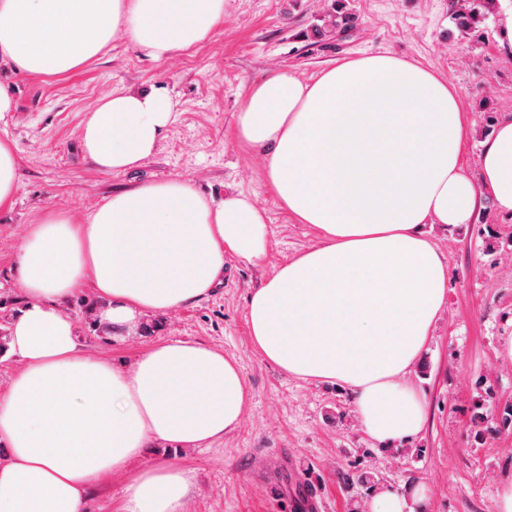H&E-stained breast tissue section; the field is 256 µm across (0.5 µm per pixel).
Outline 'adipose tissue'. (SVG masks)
I'll use <instances>...</instances> for the list:
<instances>
[{"label":"adipose tissue","mask_w":512,"mask_h":512,"mask_svg":"<svg viewBox=\"0 0 512 512\" xmlns=\"http://www.w3.org/2000/svg\"><path fill=\"white\" fill-rule=\"evenodd\" d=\"M223 16L224 0H0V63L63 74L121 32L157 61L204 41ZM172 118L169 95L112 93L82 125L83 152L104 173L135 168ZM236 137L263 154L289 214L321 235L250 294L253 344L289 375L341 382L379 446L415 437L426 409L409 374L449 287L424 227L471 223L487 202L512 214V113L471 178L456 94L378 53L310 81L275 72L249 90ZM267 244L266 216L248 197L208 198L181 179L114 193L80 223L51 212L31 226L18 257L26 303L9 341L23 368L0 397V512H83L96 483L126 471L125 512H184L192 470L132 464L147 446L199 448L234 429L250 398L241 368L180 339L121 367L85 357L62 305L89 285L103 302L99 326L121 342L147 314L208 297L225 255L256 260Z\"/></svg>","instance_id":"ef3b65f1"}]
</instances>
